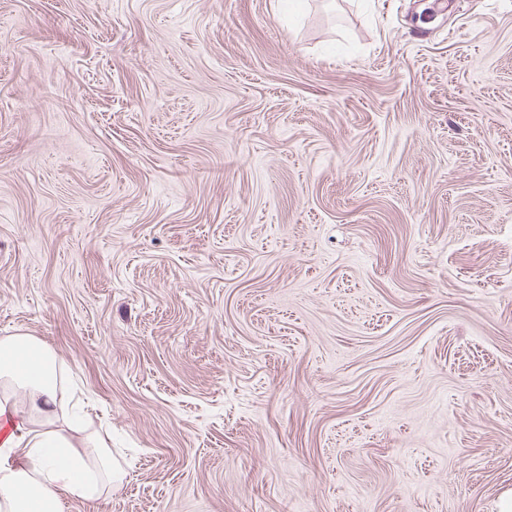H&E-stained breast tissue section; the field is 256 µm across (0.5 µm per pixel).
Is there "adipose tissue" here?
Wrapping results in <instances>:
<instances>
[{
  "mask_svg": "<svg viewBox=\"0 0 512 512\" xmlns=\"http://www.w3.org/2000/svg\"><path fill=\"white\" fill-rule=\"evenodd\" d=\"M61 359L27 336L0 340V512H62L64 497L111 492L123 469L107 438L59 427Z\"/></svg>",
  "mask_w": 512,
  "mask_h": 512,
  "instance_id": "adipose-tissue-1",
  "label": "adipose tissue"
}]
</instances>
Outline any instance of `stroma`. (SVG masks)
<instances>
[{
    "label": "stroma",
    "instance_id": "1",
    "mask_svg": "<svg viewBox=\"0 0 512 512\" xmlns=\"http://www.w3.org/2000/svg\"><path fill=\"white\" fill-rule=\"evenodd\" d=\"M121 486L64 512H499L512 0H0V340Z\"/></svg>",
    "mask_w": 512,
    "mask_h": 512
}]
</instances>
